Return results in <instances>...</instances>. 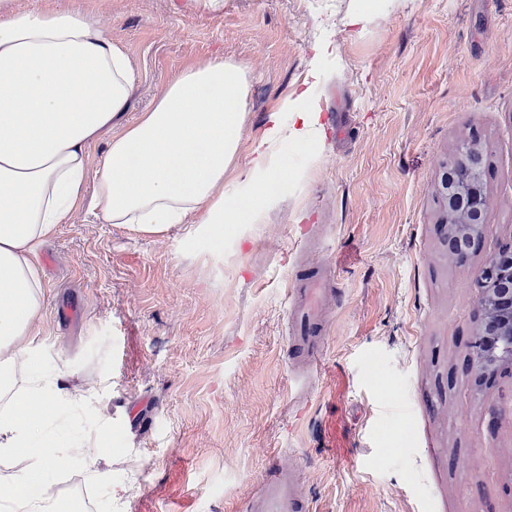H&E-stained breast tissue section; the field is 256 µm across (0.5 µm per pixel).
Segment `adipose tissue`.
Segmentation results:
<instances>
[{"instance_id": "ef3b65f1", "label": "adipose tissue", "mask_w": 512, "mask_h": 512, "mask_svg": "<svg viewBox=\"0 0 512 512\" xmlns=\"http://www.w3.org/2000/svg\"><path fill=\"white\" fill-rule=\"evenodd\" d=\"M331 41L313 47L300 89L272 111L255 142L239 207L224 194V171L241 136L247 79L224 59L183 71L139 122L112 136L101 166L88 149L125 112L135 74L126 52L92 16L13 10L0 0V512H77L50 495L62 457H87L86 479L108 484L93 454L98 437L59 431L89 407L40 350L44 297L37 248L83 202L87 181L107 224L159 234L197 216L209 232L255 224L272 207L282 145L319 158L320 104Z\"/></svg>"}]
</instances>
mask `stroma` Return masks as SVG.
<instances>
[{"mask_svg":"<svg viewBox=\"0 0 512 512\" xmlns=\"http://www.w3.org/2000/svg\"><path fill=\"white\" fill-rule=\"evenodd\" d=\"M100 17L135 72L136 124L184 69L240 65L241 138L224 191L243 181L269 113L306 77L313 43L338 63L320 87L336 126L315 165L283 147L275 206L223 236L106 224L83 202L39 248L44 350L92 391L76 431L106 430L108 502L58 471L83 512H246L269 462L302 475L311 512H512V373L463 371L477 272L512 243V0H406L359 35L352 0H13ZM487 147L483 248L449 261L437 192L447 162ZM335 266L317 376L294 381L286 293L297 259ZM84 310L59 322L56 303ZM505 408L495 431L488 409Z\"/></svg>","mask_w":512,"mask_h":512,"instance_id":"stroma-1","label":"stroma"}]
</instances>
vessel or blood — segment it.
I'll return each mask as SVG.
<instances>
[{"label":"vessel or blood","mask_w":512,"mask_h":512,"mask_svg":"<svg viewBox=\"0 0 512 512\" xmlns=\"http://www.w3.org/2000/svg\"><path fill=\"white\" fill-rule=\"evenodd\" d=\"M329 291L330 279L319 269L300 278L290 290L293 332L288 346L297 371L311 374L321 367L326 334L321 302ZM309 508L298 474L274 464L266 469L247 503V512H308Z\"/></svg>","instance_id":"b4317fda"}]
</instances>
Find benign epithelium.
<instances>
[{
	"instance_id": "7a95c632",
	"label": "benign epithelium",
	"mask_w": 512,
	"mask_h": 512,
	"mask_svg": "<svg viewBox=\"0 0 512 512\" xmlns=\"http://www.w3.org/2000/svg\"><path fill=\"white\" fill-rule=\"evenodd\" d=\"M485 144L477 136L466 140L454 161L446 165L439 195L444 200L439 223L446 228L448 259L468 260L480 248L483 215ZM478 323L471 341L466 371L475 379L512 373V245L490 253L478 273Z\"/></svg>"
}]
</instances>
